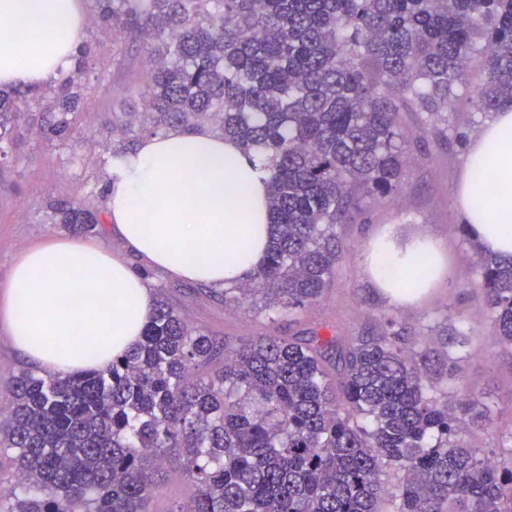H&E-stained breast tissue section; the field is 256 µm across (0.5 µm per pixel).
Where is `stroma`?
<instances>
[{
  "instance_id": "obj_1",
  "label": "stroma",
  "mask_w": 512,
  "mask_h": 512,
  "mask_svg": "<svg viewBox=\"0 0 512 512\" xmlns=\"http://www.w3.org/2000/svg\"><path fill=\"white\" fill-rule=\"evenodd\" d=\"M85 42L96 51L101 82L91 92L77 145L55 147L40 141L35 128L19 126L15 131L19 159L0 171V280L17 254L48 237L67 235L65 225L51 220L47 201L81 197L100 188L104 162L112 154L105 119L113 109L131 102L132 89L143 84L138 44H112L92 26ZM451 119L458 137L449 143L422 132L411 114H403V132L411 152L401 189L340 227L348 253L322 300L300 322L283 320L276 330L286 336L328 327L340 336H365L375 333L380 317L388 316L415 341L434 329L452 336L468 334L470 342L462 350L463 381L481 394L488 408L485 425L475 428L470 440L475 447L486 449L512 435V361L500 353L486 317L485 292L471 249L459 231L461 219L454 195L464 169V146L484 125L483 119L471 113L466 90H459ZM388 224L405 235L435 238L448 257L445 277L422 300L408 306L393 305L374 286L363 262L372 237ZM144 275L154 297L165 298L193 327L216 340L241 343L267 328L264 316L226 307L223 290L172 279L157 270H145Z\"/></svg>"
}]
</instances>
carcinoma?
Masks as SVG:
<instances>
[{"label": "carcinoma", "instance_id": "carcinoma-1", "mask_svg": "<svg viewBox=\"0 0 512 512\" xmlns=\"http://www.w3.org/2000/svg\"><path fill=\"white\" fill-rule=\"evenodd\" d=\"M95 23L140 41L141 108L112 113L130 149L172 128L210 127L271 171V245L224 305L300 320L346 257L338 228L402 186L400 117L447 141L456 92L482 118L512 107V0H95ZM483 62L480 75L470 70ZM95 50L38 89H0V163L32 102L41 140L76 145ZM71 232L104 223V191L56 198ZM475 256L486 314L512 355V257ZM445 343L440 363L395 320L371 336L220 343L158 302L138 343L102 369L21 371L0 463L5 512H150L178 460L190 493L170 512H512V444L468 442L485 418ZM404 472L390 489L385 476Z\"/></svg>", "mask_w": 512, "mask_h": 512}]
</instances>
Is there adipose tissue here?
Listing matches in <instances>:
<instances>
[{
  "mask_svg": "<svg viewBox=\"0 0 512 512\" xmlns=\"http://www.w3.org/2000/svg\"><path fill=\"white\" fill-rule=\"evenodd\" d=\"M82 0H0V87L38 88L67 70L86 36ZM491 174L496 206L477 202L476 168ZM270 175L210 128L147 137L111 158L106 228L143 264L211 288L247 281L270 241ZM480 247L512 256V108L496 112L467 148L455 189ZM393 301L411 302L446 272L439 241L385 229L365 255ZM144 277L100 242L54 237L15 256L0 282V325L29 364L51 374L104 367L140 338L153 310Z\"/></svg>",
  "mask_w": 512,
  "mask_h": 512,
  "instance_id": "1",
  "label": "adipose tissue"
}]
</instances>
